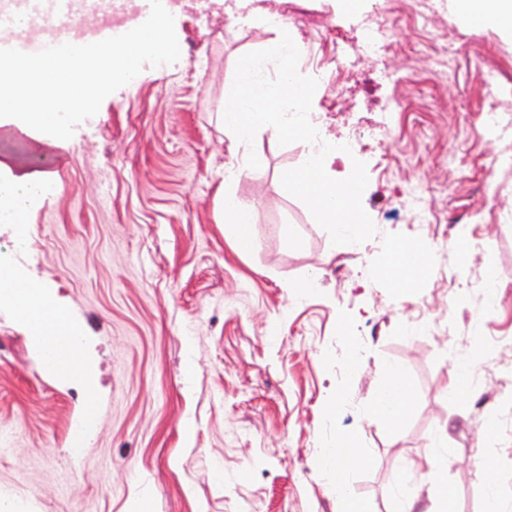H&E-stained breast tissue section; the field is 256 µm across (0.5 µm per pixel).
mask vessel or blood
Segmentation results:
<instances>
[{
	"mask_svg": "<svg viewBox=\"0 0 512 512\" xmlns=\"http://www.w3.org/2000/svg\"><path fill=\"white\" fill-rule=\"evenodd\" d=\"M132 0H0V48L35 53L66 42L83 45L120 35ZM26 31L14 32L16 22Z\"/></svg>",
	"mask_w": 512,
	"mask_h": 512,
	"instance_id": "1",
	"label": "vessel or blood"
}]
</instances>
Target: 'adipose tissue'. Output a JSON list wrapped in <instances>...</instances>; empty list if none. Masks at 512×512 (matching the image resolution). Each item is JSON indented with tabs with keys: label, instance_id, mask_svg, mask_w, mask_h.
Instances as JSON below:
<instances>
[{
	"label": "adipose tissue",
	"instance_id": "adipose-tissue-1",
	"mask_svg": "<svg viewBox=\"0 0 512 512\" xmlns=\"http://www.w3.org/2000/svg\"><path fill=\"white\" fill-rule=\"evenodd\" d=\"M449 10L456 18L473 26H491L512 37V0H450ZM54 180L45 171H28L18 165L15 172L0 180V224L15 228L23 224L22 216L37 199L50 193ZM222 220L232 232L239 251L251 250L258 237L255 206L232 195L222 199ZM0 296L18 304L22 315L41 341L42 348L52 351L69 368L81 362L73 346L79 328L59 306L43 300L42 284L31 276L17 272L0 282ZM383 383L372 402L377 419L397 423L411 405V391L401 370L394 365L382 369Z\"/></svg>",
	"mask_w": 512,
	"mask_h": 512
}]
</instances>
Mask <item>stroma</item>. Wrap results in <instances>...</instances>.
Masks as SVG:
<instances>
[{"instance_id":"1","label":"stroma","mask_w":512,"mask_h":512,"mask_svg":"<svg viewBox=\"0 0 512 512\" xmlns=\"http://www.w3.org/2000/svg\"><path fill=\"white\" fill-rule=\"evenodd\" d=\"M291 2L179 0V60L144 67L61 141L55 188L24 218V250L0 226V253L66 310L91 371L69 379L44 366L19 312L0 306V512H130L141 497L154 512H341L328 449L347 433L371 459L349 477L366 512H400L403 488L436 512L429 459L443 441L451 512H484L491 491L512 512V136L486 131L475 69L480 58L500 72L512 111V40L441 0L424 21L410 0L350 12L299 0L306 17L289 27L300 73L318 81L319 137L366 142L337 152L332 170L343 179L365 163L377 233L336 245L281 184L308 144L261 131L233 150L219 117L238 58L278 37L265 17ZM382 5L385 46L336 68L338 42ZM449 34L461 53L438 80L432 45ZM455 82L469 111L448 93ZM251 151L259 168L246 165ZM226 191L256 207L251 251L221 221ZM461 234L464 258L449 247ZM408 240L429 270L400 290L383 270ZM476 340L484 357L459 400L450 372ZM386 364L412 396L392 426L370 413ZM90 401L95 428L77 449Z\"/></svg>"}]
</instances>
